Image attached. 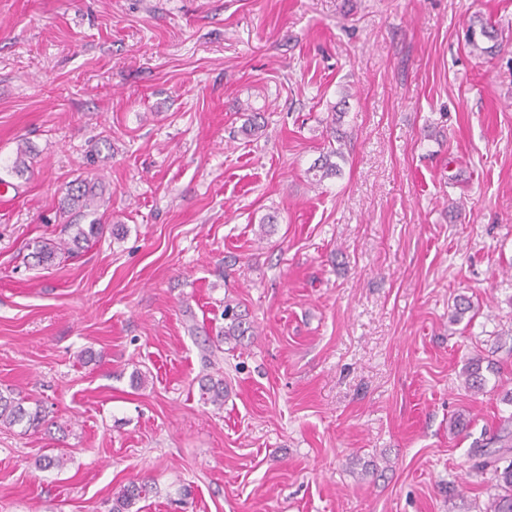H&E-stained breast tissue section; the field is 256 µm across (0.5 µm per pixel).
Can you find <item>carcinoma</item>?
<instances>
[{
	"mask_svg": "<svg viewBox=\"0 0 512 512\" xmlns=\"http://www.w3.org/2000/svg\"><path fill=\"white\" fill-rule=\"evenodd\" d=\"M28 153H30L28 146H18L16 158L10 166L11 173L22 177L29 171L26 160ZM333 156L340 157L342 153L338 150L329 152L315 167V170L321 172L320 178L333 176L339 171L337 163L331 161ZM96 199L95 190L83 181L78 182L77 186L70 190L67 195V207L63 210V214L68 216L66 224L75 230V233L70 240H63L57 244L35 242L32 257L35 258L37 264L51 263L59 252L65 250L70 253L72 248H79L81 244L89 243L100 233L101 224L96 218L89 222L87 229L77 224L78 220L96 213ZM223 319L224 325L215 331V335L205 338L210 352L221 348L224 341L238 340L251 330V325L230 303L224 304ZM465 374L469 389L477 392L483 390L486 378L482 374L481 360L474 358L469 361ZM199 389L204 403L219 408L224 406V380L215 381L211 377L204 378L199 383ZM44 422V410L37 407L31 411L24 407L22 400L0 392V426L13 427L25 424L31 428H37ZM511 423L512 417L510 416L504 420L500 432L489 438V441L484 444L475 443L471 451L473 470L482 473L491 469L498 481L499 492L493 495L489 512H512V431L509 430ZM505 461L508 462V465L501 466V463ZM151 490L152 486L145 482L129 483L113 500L112 512H130L136 501L146 497Z\"/></svg>",
	"mask_w": 512,
	"mask_h": 512,
	"instance_id": "1",
	"label": "carcinoma"
}]
</instances>
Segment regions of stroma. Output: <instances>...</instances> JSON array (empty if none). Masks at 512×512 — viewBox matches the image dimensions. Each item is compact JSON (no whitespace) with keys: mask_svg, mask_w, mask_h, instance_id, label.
Returning <instances> with one entry per match:
<instances>
[{"mask_svg":"<svg viewBox=\"0 0 512 512\" xmlns=\"http://www.w3.org/2000/svg\"><path fill=\"white\" fill-rule=\"evenodd\" d=\"M21 144L0 390L47 423L0 426V512H110L142 480L135 512H487L470 452L512 415V0H0V166ZM77 179L101 232L36 264ZM227 299L254 333L206 356ZM201 398L206 404L217 406L224 405V380L214 381L212 377L203 378L199 383ZM152 486L145 482H130L113 500L111 512H128L141 498H145Z\"/></svg>","mask_w":512,"mask_h":512,"instance_id":"1","label":"stroma"}]
</instances>
